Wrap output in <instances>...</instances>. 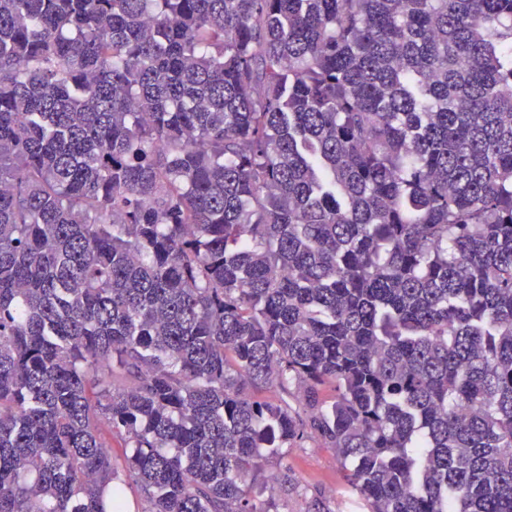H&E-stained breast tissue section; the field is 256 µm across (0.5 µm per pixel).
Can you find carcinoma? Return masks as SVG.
I'll return each instance as SVG.
<instances>
[{
    "instance_id": "1",
    "label": "carcinoma",
    "mask_w": 512,
    "mask_h": 512,
    "mask_svg": "<svg viewBox=\"0 0 512 512\" xmlns=\"http://www.w3.org/2000/svg\"><path fill=\"white\" fill-rule=\"evenodd\" d=\"M310 440L512 512V0H0V512H278Z\"/></svg>"
}]
</instances>
